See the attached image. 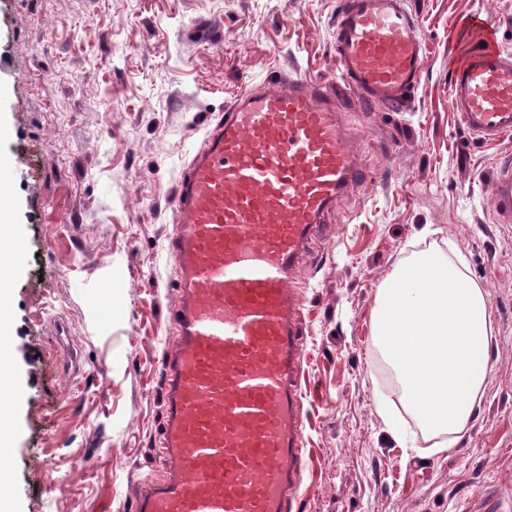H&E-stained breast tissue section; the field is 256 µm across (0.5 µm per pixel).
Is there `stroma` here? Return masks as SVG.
<instances>
[{
	"label": "stroma",
	"mask_w": 512,
	"mask_h": 512,
	"mask_svg": "<svg viewBox=\"0 0 512 512\" xmlns=\"http://www.w3.org/2000/svg\"><path fill=\"white\" fill-rule=\"evenodd\" d=\"M427 49L405 107L346 123L364 183L300 257L306 468L300 512H480L512 505V224L448 98L449 37L473 14L512 52V0H406ZM337 0H0V155L24 257L9 278L15 512H134L162 477L158 363L174 333L170 196L210 123L250 85L339 83ZM461 266L491 311L490 374L436 453L373 334L379 290L418 254Z\"/></svg>",
	"instance_id": "obj_1"
}]
</instances>
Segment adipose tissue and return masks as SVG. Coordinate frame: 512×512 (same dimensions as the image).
Returning a JSON list of instances; mask_svg holds the SVG:
<instances>
[{
	"instance_id": "1",
	"label": "adipose tissue",
	"mask_w": 512,
	"mask_h": 512,
	"mask_svg": "<svg viewBox=\"0 0 512 512\" xmlns=\"http://www.w3.org/2000/svg\"><path fill=\"white\" fill-rule=\"evenodd\" d=\"M10 210L0 211V395H16L7 340V275L17 264ZM491 320L480 288L456 264L427 252L380 290L374 334L411 409L431 437L461 433L475 413L490 372Z\"/></svg>"
}]
</instances>
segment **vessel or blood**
I'll use <instances>...</instances> for the list:
<instances>
[{
	"instance_id": "vessel-or-blood-1",
	"label": "vessel or blood",
	"mask_w": 512,
	"mask_h": 512,
	"mask_svg": "<svg viewBox=\"0 0 512 512\" xmlns=\"http://www.w3.org/2000/svg\"><path fill=\"white\" fill-rule=\"evenodd\" d=\"M333 46L342 88L362 103L402 106L421 82L426 46L404 0H338ZM448 74L451 106L476 139L512 135V53L491 21H466ZM340 90L300 78L245 89L175 186L165 470L136 489L135 512L299 510L305 329L291 275L361 179ZM492 202L511 224V157L493 171Z\"/></svg>"
}]
</instances>
